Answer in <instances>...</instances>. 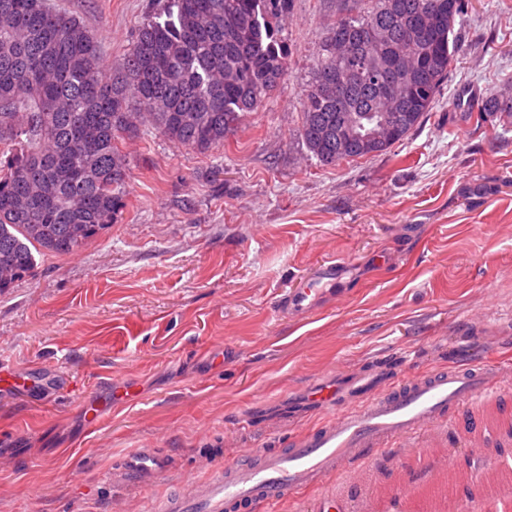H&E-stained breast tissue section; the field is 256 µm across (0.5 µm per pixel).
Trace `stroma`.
Here are the masks:
<instances>
[{"label":"stroma","mask_w":512,"mask_h":512,"mask_svg":"<svg viewBox=\"0 0 512 512\" xmlns=\"http://www.w3.org/2000/svg\"><path fill=\"white\" fill-rule=\"evenodd\" d=\"M92 31L117 70L161 0H50ZM459 50L423 123L387 152L325 165L298 137L302 96L329 30L372 0H289L277 24L288 72L223 146L194 153L149 130L123 140L122 206L82 250L36 254L0 294V360L48 378L0 401V512L140 508L114 461L145 446L167 480L319 423L300 414L321 378L384 363L397 374L461 364L475 339L512 359V127L458 112L464 88L512 99V0H464ZM337 261L340 298L308 318L283 291ZM131 398L86 432L82 405ZM432 456L391 448L277 512H418L394 486H426Z\"/></svg>","instance_id":"35a3bbf8"}]
</instances>
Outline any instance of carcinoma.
Wrapping results in <instances>:
<instances>
[{
  "mask_svg": "<svg viewBox=\"0 0 512 512\" xmlns=\"http://www.w3.org/2000/svg\"><path fill=\"white\" fill-rule=\"evenodd\" d=\"M288 0H166L143 24L122 67L107 75L97 38L47 0H0V293L29 276L34 253L73 254L111 225L127 163L117 143L147 123L159 135L203 154L224 144L288 70L276 20ZM444 0H375L372 11L336 20L303 95L297 135L324 165L379 155L431 111L457 50ZM439 13L418 48L395 130L382 145L336 143L341 125L328 74L344 68L332 53L343 42L366 54L407 45L416 22ZM382 87L352 75V117L378 121ZM482 111L512 124V104L495 97ZM51 150L36 160L44 147Z\"/></svg>",
  "mask_w": 512,
  "mask_h": 512,
  "instance_id": "obj_1",
  "label": "carcinoma"
}]
</instances>
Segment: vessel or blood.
Returning <instances> with one entry per match:
<instances>
[{"label": "vessel or blood", "instance_id": "b4317fda", "mask_svg": "<svg viewBox=\"0 0 512 512\" xmlns=\"http://www.w3.org/2000/svg\"><path fill=\"white\" fill-rule=\"evenodd\" d=\"M320 295L312 283L286 293L279 305L305 314ZM511 367L482 358L394 382L358 378L342 389L319 388L316 407L328 414L319 426L281 448H248L221 466L201 463L202 477L155 494L150 512H239L290 501L392 443L409 447L421 438L435 447L452 413L468 421L470 447H485L493 434L512 429L506 406L493 404L503 389L502 374ZM165 472L161 453L140 449L108 477L148 485Z\"/></svg>", "mask_w": 512, "mask_h": 512}]
</instances>
